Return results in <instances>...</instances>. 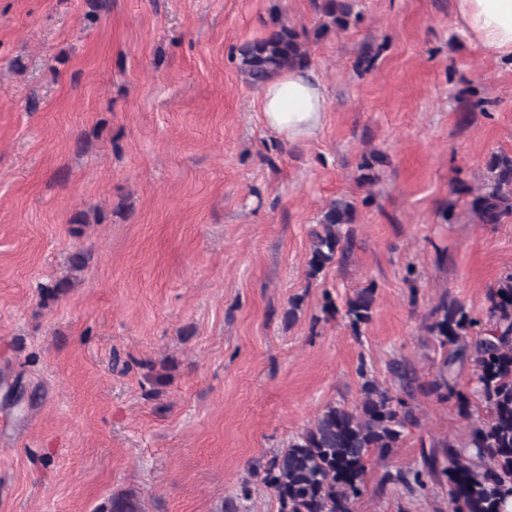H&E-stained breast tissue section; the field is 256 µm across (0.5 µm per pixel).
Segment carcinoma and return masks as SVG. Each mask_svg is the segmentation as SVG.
<instances>
[{
	"instance_id": "cac0c4a2",
	"label": "carcinoma",
	"mask_w": 512,
	"mask_h": 512,
	"mask_svg": "<svg viewBox=\"0 0 512 512\" xmlns=\"http://www.w3.org/2000/svg\"><path fill=\"white\" fill-rule=\"evenodd\" d=\"M317 13L338 28L348 25L349 0H312ZM238 68L258 88L279 72L307 66V36L279 22L263 38L238 49ZM479 187H457L454 193L470 197L469 210L483 224H499L512 217V155L493 154ZM355 223V206L336 199L322 212L309 233L308 276L312 279L337 258L345 257ZM88 261L84 251L71 258L70 274L48 288L55 297L73 286ZM375 288H362L346 300L344 317L354 330L370 322ZM488 321L471 316L464 304L444 294L429 314L426 330L446 349V357L429 381L414 366L397 361L393 375L402 394L361 373L362 398L353 407L330 403L314 423L290 439L271 458L262 483L278 501L279 512H352L365 482L368 459L390 455L400 446L409 426L419 418L407 399L415 394L452 401L468 421L461 437L433 442L422 450V467L387 472L381 484L402 485L411 494L426 482L446 479L453 512H508L512 505V272L500 277L487 294ZM478 368V401L458 388L457 375L468 360ZM106 512H138L130 497H115Z\"/></svg>"
}]
</instances>
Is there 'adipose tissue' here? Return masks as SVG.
<instances>
[{
	"mask_svg": "<svg viewBox=\"0 0 512 512\" xmlns=\"http://www.w3.org/2000/svg\"><path fill=\"white\" fill-rule=\"evenodd\" d=\"M457 18L487 54L512 63V0H456ZM262 120L285 142L317 138L326 112L325 88L312 69L296 67L260 90Z\"/></svg>",
	"mask_w": 512,
	"mask_h": 512,
	"instance_id": "adipose-tissue-1",
	"label": "adipose tissue"
}]
</instances>
